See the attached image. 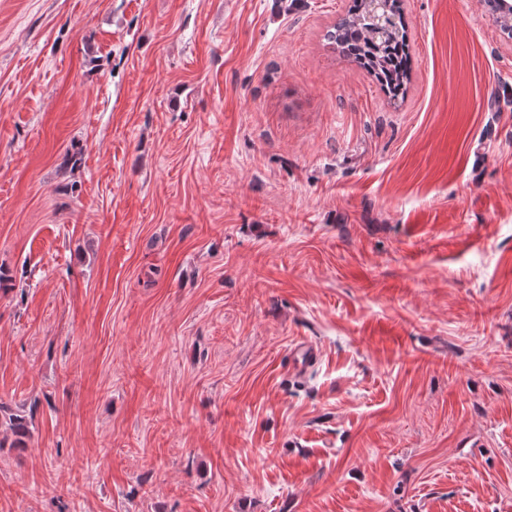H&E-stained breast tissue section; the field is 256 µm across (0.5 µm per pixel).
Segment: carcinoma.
<instances>
[{
    "instance_id": "1",
    "label": "carcinoma",
    "mask_w": 512,
    "mask_h": 512,
    "mask_svg": "<svg viewBox=\"0 0 512 512\" xmlns=\"http://www.w3.org/2000/svg\"><path fill=\"white\" fill-rule=\"evenodd\" d=\"M328 39L373 74L392 98L404 93L412 58L399 0H382L376 12L369 0H352Z\"/></svg>"
}]
</instances>
